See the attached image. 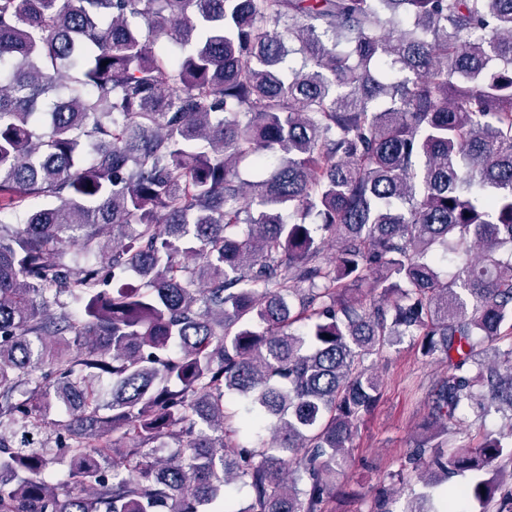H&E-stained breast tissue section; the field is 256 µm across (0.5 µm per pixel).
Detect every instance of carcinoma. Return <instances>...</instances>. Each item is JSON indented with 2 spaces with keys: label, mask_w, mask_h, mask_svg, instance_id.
<instances>
[{
  "label": "carcinoma",
  "mask_w": 512,
  "mask_h": 512,
  "mask_svg": "<svg viewBox=\"0 0 512 512\" xmlns=\"http://www.w3.org/2000/svg\"><path fill=\"white\" fill-rule=\"evenodd\" d=\"M405 336L512 512V0H0V512H336Z\"/></svg>",
  "instance_id": "cac0c4a2"
}]
</instances>
